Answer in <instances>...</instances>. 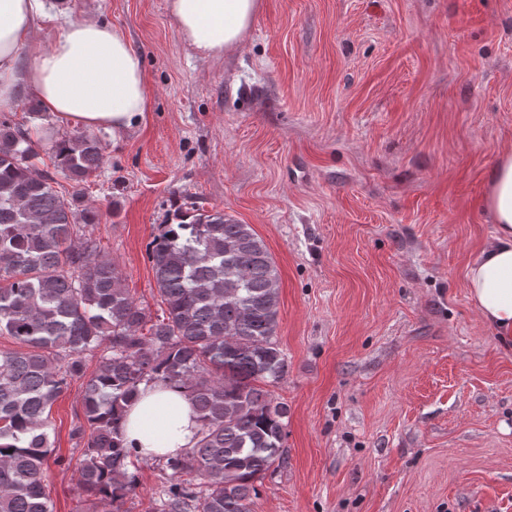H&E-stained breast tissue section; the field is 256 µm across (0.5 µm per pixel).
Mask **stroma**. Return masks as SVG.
<instances>
[{"instance_id":"35a3bbf8","label":"stroma","mask_w":512,"mask_h":512,"mask_svg":"<svg viewBox=\"0 0 512 512\" xmlns=\"http://www.w3.org/2000/svg\"><path fill=\"white\" fill-rule=\"evenodd\" d=\"M121 29L148 111L100 128L81 207L137 305L164 310L146 246L197 202L251 225L280 276L276 342L286 461L254 512H512V350L469 298L467 263L494 232L489 173L512 151V0H261L243 43L204 57L167 0H47ZM7 110L51 160L80 132ZM83 373L54 403L44 486L53 512H112L81 495ZM121 512H157L167 475L135 460Z\"/></svg>"}]
</instances>
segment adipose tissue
<instances>
[{
  "instance_id": "adipose-tissue-1",
  "label": "adipose tissue",
  "mask_w": 512,
  "mask_h": 512,
  "mask_svg": "<svg viewBox=\"0 0 512 512\" xmlns=\"http://www.w3.org/2000/svg\"><path fill=\"white\" fill-rule=\"evenodd\" d=\"M180 37L212 55L238 47L258 0H169ZM47 14L45 0H0V110L20 89L56 120L122 132L148 110L143 61L123 31L91 19L64 20L48 50L28 51L30 33ZM495 230L466 271L469 297L500 342L512 346V153L490 174L485 201ZM199 422L184 390L163 382L143 387L128 406L123 433L140 459L184 453L197 443Z\"/></svg>"
}]
</instances>
